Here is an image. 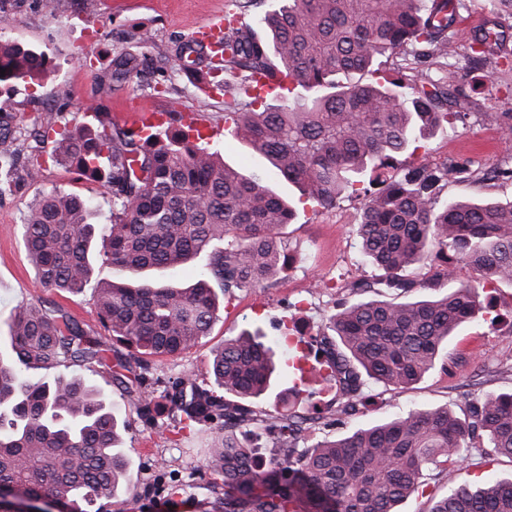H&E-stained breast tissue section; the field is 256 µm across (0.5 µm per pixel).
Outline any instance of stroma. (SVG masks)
I'll list each match as a JSON object with an SVG mask.
<instances>
[{
	"mask_svg": "<svg viewBox=\"0 0 512 512\" xmlns=\"http://www.w3.org/2000/svg\"><path fill=\"white\" fill-rule=\"evenodd\" d=\"M225 0H0V21L5 22L11 41L36 48L53 66L43 84L18 83L0 86V112L15 114L17 124L40 113L53 129L87 122L86 105H101L113 125L135 126L139 109L158 112L176 110L198 114L199 128L211 147L225 162L242 173L265 176L278 193L297 197L296 188L268 175L263 159L224 134V95L212 92L199 101L187 79L175 75V45L188 35L192 25L224 11ZM493 15L485 0H462L456 24L460 36L449 39L443 57H416L399 51L383 58L382 73L396 71L421 79L438 78L442 68L452 66L459 86L468 97L461 117L427 138L414 155L397 157L396 169L424 162L433 165L468 164L472 175L466 180H449L440 203L452 199L474 202L512 200V180H486L485 170L512 168V140L482 115L512 110V62L494 54L481 62L470 57L464 35L490 26ZM136 32L137 40L126 37ZM128 51L146 55L151 67L121 86L102 88L99 77L113 54ZM23 156L37 154L41 164L36 178L26 180L12 192L0 196V352H8L6 320L20 305L57 306L79 322L99 329L95 295L101 282L110 280L112 268L97 257L95 272L82 292L62 293L44 287L22 239V224L32 202L52 190H64L90 201L93 221L108 223L112 192L103 183L78 174L65 162L52 158V141L30 150L20 141ZM363 192H344L330 208L313 203L298 204L295 219L281 229L280 238L288 264L271 286H257L237 293L221 303L218 319L209 336L192 349L155 360L146 385L155 388L184 374L209 381L213 348L241 329L260 326L270 341H278L279 321L295 332L316 335L337 301L357 302L349 288L359 279L380 276V269L363 258L356 226L362 218ZM499 315L495 322L482 321L462 326L441 354L447 371L436 370L405 388L373 386V397L362 413L348 419L347 429L374 424L414 408L449 406L465 410L487 394L512 391V286L503 284L492 294ZM476 351V360L457 363L458 353ZM74 374L84 376L110 395L127 428L122 448L129 460L127 476L119 496V512H157L167 504L171 487H179L186 512H219L210 490L211 474L204 462L210 442L209 427L181 428L158 400L151 418H142L134 400L112 380L107 369L77 366ZM153 485L144 493L145 485Z\"/></svg>",
	"mask_w": 512,
	"mask_h": 512,
	"instance_id": "35a3bbf8",
	"label": "stroma"
}]
</instances>
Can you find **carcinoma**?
Wrapping results in <instances>:
<instances>
[{
  "label": "carcinoma",
  "mask_w": 512,
  "mask_h": 512,
  "mask_svg": "<svg viewBox=\"0 0 512 512\" xmlns=\"http://www.w3.org/2000/svg\"><path fill=\"white\" fill-rule=\"evenodd\" d=\"M223 63L204 72L199 50L185 40L176 49L178 73L203 96L215 86L224 100V132L267 160L275 174L322 208L372 174L382 188L364 191L357 227L364 256L384 271L379 283H353L358 292L381 285L404 294L455 280L454 263L479 272L478 284L399 302L339 303L325 331L314 337L320 359L306 367L292 345L275 360L256 329L224 339L213 352V383L191 375L165 386L163 398L185 426H211L208 470L224 512H398L413 496L428 512H512V476L436 496L431 486L448 466H484L512 459V393L487 394L459 415L447 406L416 408L354 431L311 441L321 417L290 408L270 414L255 404L277 369L290 381L282 399L306 392L295 381L310 372L333 384L339 402L334 423L360 412L368 385L407 386L439 364L449 336L493 311L488 288L512 285V202L453 200L440 207L437 189L470 174L463 164L423 163L403 177L381 168L448 124V108L466 101L455 73L424 81L403 74L353 82L376 74L375 62L401 48L443 51L454 32L461 0H274L253 23H238L255 0H227ZM503 26L470 37L474 59L505 47ZM145 58L121 52L100 77L120 84L140 74ZM42 52L0 39V85L48 78ZM262 74L287 86L288 97L241 101L230 78L249 85ZM141 134L107 121L66 128L54 152L80 175L112 188V219L91 223L90 205L54 190L34 200L25 218L24 244L39 281L75 293L94 273L96 251L112 265V280L96 291L102 336L58 307L16 309L6 322L10 352L0 355V488L30 500L50 498L64 512H112L124 480L117 413L104 391L68 369L101 365L113 382L137 394L140 414L153 412L143 389L153 358L174 356L210 334L218 300L210 281L232 299L267 284L282 266L277 243L295 210L262 178L226 165L182 113ZM15 116L0 113V195L34 169L17 164ZM209 256L201 278L183 287L159 283L148 271L174 273ZM438 260L443 269L415 284L407 268ZM115 340L126 351L112 348ZM53 375L34 379L31 372Z\"/></svg>",
  "instance_id": "cac0c4a2"
}]
</instances>
